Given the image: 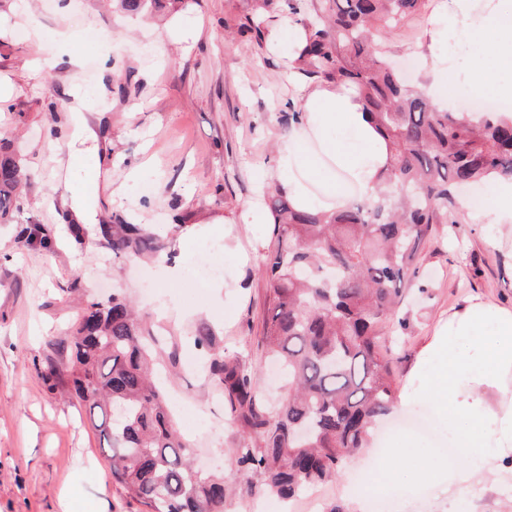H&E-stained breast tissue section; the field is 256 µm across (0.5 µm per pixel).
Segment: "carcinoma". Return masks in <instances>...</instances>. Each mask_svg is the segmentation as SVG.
<instances>
[{
    "mask_svg": "<svg viewBox=\"0 0 512 512\" xmlns=\"http://www.w3.org/2000/svg\"><path fill=\"white\" fill-rule=\"evenodd\" d=\"M428 0H317L290 6L304 30L298 69L327 83L354 86L389 149L380 186L345 208L301 211L281 189L266 205L276 244L261 261L271 305L263 320L270 355L288 370V391L262 402L254 373L224 352L210 375L230 419L247 437L234 449L235 479L248 492L291 501L333 482L365 447L375 421L396 400L388 352L390 324L415 260L438 228L456 223L458 195L487 181L512 182V112H449L400 76L381 38ZM270 0H255L242 32L261 33ZM21 160L0 144V224L17 223ZM115 256H155L167 242L121 218L99 226ZM30 245L51 247L32 224ZM65 369L44 380L67 385L107 448L112 476L149 512H224L231 480L192 467L151 367L152 347L125 296L89 300L57 343Z\"/></svg>",
    "mask_w": 512,
    "mask_h": 512,
    "instance_id": "1",
    "label": "carcinoma"
}]
</instances>
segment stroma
Wrapping results in <instances>:
<instances>
[{"mask_svg":"<svg viewBox=\"0 0 512 512\" xmlns=\"http://www.w3.org/2000/svg\"><path fill=\"white\" fill-rule=\"evenodd\" d=\"M28 2L23 14L19 0H0V83L11 90L0 102V139L29 173L19 190L20 224H0V512H59L63 493L72 512H88L92 501L102 512H146L113 479L86 410L68 388L49 389L42 373L87 300L124 293L159 341L158 374L197 467L231 472L243 433L207 376L212 348L241 355L257 370L263 398L281 395L264 356L269 301L259 272L275 238L271 226L240 216L274 182L278 153L295 125L290 107L299 98L288 48L271 42L293 23L289 0H272L259 37L238 29L251 0H146L135 13L118 0ZM430 19L427 11L409 16L383 42L387 57L413 61L421 85L425 63L414 48ZM40 55L54 56L55 67L32 72L29 62ZM77 86L91 102L97 153L74 158L66 131ZM62 172L68 191L93 197L101 223L117 216L164 225L168 262L181 266V278L168 279L150 259L113 257L89 225L77 244L58 185ZM24 223L44 227L51 250L22 241ZM190 226L199 235L185 236ZM498 231L482 207L459 208L447 235L419 255L396 308V319L407 322L393 352L396 388L416 395L392 417H430L434 437L420 449L429 463L446 460L448 426L408 374L416 366L431 379L443 370V356L419 352L439 320L466 299L512 306V244L494 245ZM223 239L229 250H207ZM202 265L221 273L197 281ZM380 439L373 434L369 448L348 462L347 479L320 487L317 512H354L350 477L370 462L376 477L406 490L389 512H463L438 495L433 479L397 477V465L378 450Z\"/></svg>","mask_w":512,"mask_h":512,"instance_id":"35a3bbf8","label":"stroma"}]
</instances>
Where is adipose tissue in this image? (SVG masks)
Returning <instances> with one entry per match:
<instances>
[{
    "instance_id": "obj_1",
    "label": "adipose tissue",
    "mask_w": 512,
    "mask_h": 512,
    "mask_svg": "<svg viewBox=\"0 0 512 512\" xmlns=\"http://www.w3.org/2000/svg\"><path fill=\"white\" fill-rule=\"evenodd\" d=\"M431 44L457 38L471 43L473 87L512 98V14L493 8L473 15L472 0H437ZM293 78L304 118L280 151V188L296 208L313 209L307 181L321 184L333 203L347 206L372 194L388 160L387 144L371 123L363 101L348 86H313ZM444 352L448 365L426 383L455 435V450L438 479L449 492L467 491L478 480H512V310L473 297L449 312L425 347Z\"/></svg>"
}]
</instances>
